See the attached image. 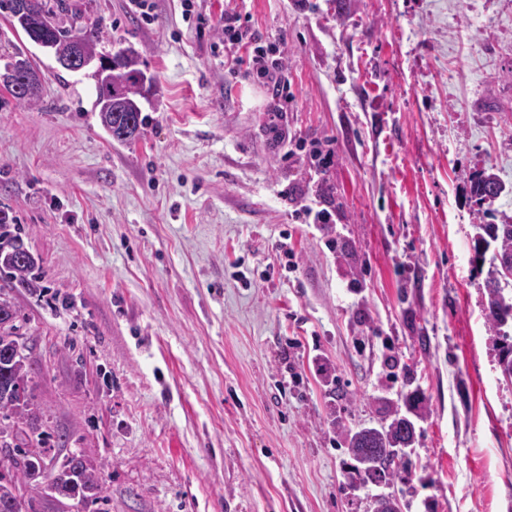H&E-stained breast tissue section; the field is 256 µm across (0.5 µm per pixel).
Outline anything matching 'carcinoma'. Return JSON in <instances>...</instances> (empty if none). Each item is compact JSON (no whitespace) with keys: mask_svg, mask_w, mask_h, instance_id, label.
Listing matches in <instances>:
<instances>
[{"mask_svg":"<svg viewBox=\"0 0 512 512\" xmlns=\"http://www.w3.org/2000/svg\"><path fill=\"white\" fill-rule=\"evenodd\" d=\"M39 8L27 19L18 22L26 35L36 29L51 24L50 35L61 52H66L76 43H82L90 52L97 51L101 43L100 31L79 21L72 14L71 24L67 27L55 23V9L68 10L66 0H55L56 7L48 6V0H38ZM140 56L128 55L121 48L112 54V74L107 80L96 86L97 101H112V111L99 113L101 124L112 128L114 134L133 123L126 141H133L144 124L141 113L136 111L138 96L146 80L140 69ZM472 192L483 200L489 195L500 196L502 184L493 174L479 175L472 185ZM483 235L478 243L487 247L494 246L502 255L512 258V227L503 224H481ZM36 258L27 250L23 241L14 231L13 220L0 211V276L5 275L15 282L18 288L31 292L42 289L34 270ZM499 272L494 270L486 280L488 294L485 308L488 319L496 326L505 324V318L512 319V297L507 298L498 286ZM16 312L5 301H0V354L10 345L7 337L16 335ZM499 366L502 373L512 378V336H502ZM33 368L27 360L13 363L0 361V417L6 420L19 419L34 428L39 421V411L32 403L29 383ZM413 423L407 418H398L386 428H364L356 431L349 439V452L355 464L349 471L350 477L364 483L389 482L395 472L387 466V456L397 453L399 448H407L412 443ZM49 434L40 432L36 437H24L25 447L14 445L13 460L6 466L9 481H0V500L12 493L15 485L31 482H48L59 490L63 499L74 501V507L85 509L98 501L102 488V470L92 460L81 453L66 457L59 468L43 469L38 458L52 453L53 446L48 444Z\"/></svg>","mask_w":512,"mask_h":512,"instance_id":"carcinoma-1","label":"carcinoma"}]
</instances>
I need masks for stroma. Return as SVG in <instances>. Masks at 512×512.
Instances as JSON below:
<instances>
[{"instance_id":"35a3bbf8","label":"stroma","mask_w":512,"mask_h":512,"mask_svg":"<svg viewBox=\"0 0 512 512\" xmlns=\"http://www.w3.org/2000/svg\"><path fill=\"white\" fill-rule=\"evenodd\" d=\"M70 2L139 52L146 124L113 140L87 71L0 16V58L43 76L0 101V210L43 289L0 298L56 454L103 466L86 512H512V326L475 250L512 221V0ZM228 13L283 66L281 119L226 74ZM481 171L505 190L479 205ZM398 414L405 479L351 481L350 434ZM491 277L486 280L485 288L488 294L487 305L485 308L488 319L495 325H504L507 320L505 316L512 319V296L506 298L502 288L498 286L497 279L502 278L498 269L490 273Z\"/></svg>"}]
</instances>
